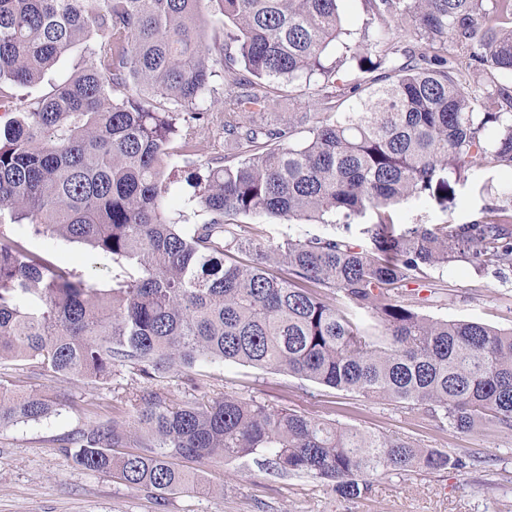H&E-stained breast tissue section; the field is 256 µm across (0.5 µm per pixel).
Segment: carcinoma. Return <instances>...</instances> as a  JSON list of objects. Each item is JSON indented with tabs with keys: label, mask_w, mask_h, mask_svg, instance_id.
Here are the masks:
<instances>
[{
	"label": "carcinoma",
	"mask_w": 512,
	"mask_h": 512,
	"mask_svg": "<svg viewBox=\"0 0 512 512\" xmlns=\"http://www.w3.org/2000/svg\"><path fill=\"white\" fill-rule=\"evenodd\" d=\"M338 2L0 0L1 104L80 52L73 75L0 126V215L126 268L112 288H92L0 239V363L31 359L45 375L97 383L123 367L149 380L233 362L421 410L439 430L512 432V329L431 319L407 293L451 262L512 272V190L465 224L403 228L390 214L412 198L448 210L483 162L512 169V88L495 81L512 73V0H365L373 34L358 43L342 40ZM404 19L415 43L402 47L392 34ZM352 60L362 76L337 84ZM217 65L220 120L203 106ZM470 70L489 75L483 91ZM315 76L318 111H270L274 83ZM205 137L230 152L184 172L187 201L206 215L186 230L168 217L178 182L168 167ZM368 211L366 248L299 237L238 257L241 216L348 227ZM51 411L0 382L1 427ZM136 422L137 451L115 453L131 430L114 420L80 429L62 451L161 510L167 495L198 488L180 459L260 457L266 471L320 480L345 502L378 477L470 466L234 395L172 408L146 391Z\"/></svg>",
	"instance_id": "carcinoma-1"
}]
</instances>
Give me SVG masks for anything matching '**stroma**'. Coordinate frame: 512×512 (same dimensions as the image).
Here are the masks:
<instances>
[{"label":"stroma","mask_w":512,"mask_h":512,"mask_svg":"<svg viewBox=\"0 0 512 512\" xmlns=\"http://www.w3.org/2000/svg\"><path fill=\"white\" fill-rule=\"evenodd\" d=\"M510 185L512 170L476 166L458 185L451 210L413 199L395 206L393 219L398 224H463ZM372 221L368 214L345 228L259 215L244 219L253 229L252 241L263 244L334 234L362 244L364 228ZM6 233L24 237L31 252L67 268L94 288H111L113 278L123 272L111 256L57 237L31 235L27 225H9ZM426 282L419 291L421 314L512 328V274L501 279L455 262L429 270ZM0 378L17 392L47 396L54 407L40 420L0 428V512H512V432L441 431L417 410L227 362L196 367L188 376L172 371L151 381L124 369L107 382L83 384L67 376L42 375L34 361L20 359L0 364ZM146 390L161 393L167 404L176 407L212 402L227 394L253 398L343 426L408 439L425 448L459 455L476 452L481 461L459 472L377 478L366 498L344 503L319 481L269 474L250 460H190L186 466L197 472L200 490L168 495L161 511L147 493L108 474L77 467L62 451L67 438L88 423L112 419L133 425L137 399ZM486 479L495 481L494 490L484 489Z\"/></svg>","instance_id":"35a3bbf8"}]
</instances>
